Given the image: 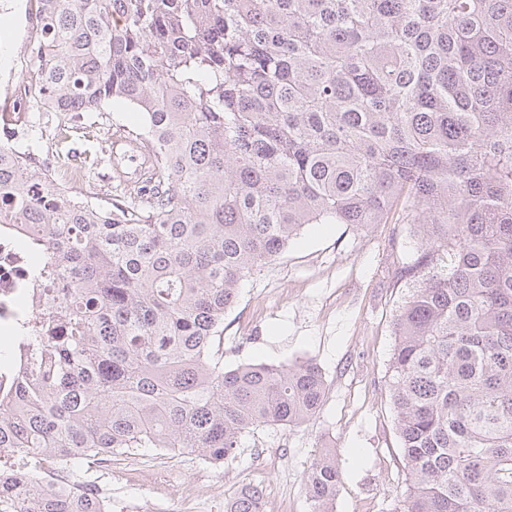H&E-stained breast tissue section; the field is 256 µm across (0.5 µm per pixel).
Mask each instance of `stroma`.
<instances>
[{"instance_id":"1","label":"stroma","mask_w":512,"mask_h":512,"mask_svg":"<svg viewBox=\"0 0 512 512\" xmlns=\"http://www.w3.org/2000/svg\"><path fill=\"white\" fill-rule=\"evenodd\" d=\"M0 91L27 77L30 46L38 41L31 0H0ZM61 127H39L26 114L15 147L36 156L62 155L80 170L92 203L114 197L140 158L127 153L120 172L109 160L112 134L133 125L122 104L101 112H69ZM399 209L386 223L312 224L286 251L244 279L224 315L215 343L225 369L244 363L311 359L322 368L327 393L318 415L291 429L263 427L248 435L236 459L214 464L180 450L138 448L116 455L110 469L83 460L78 477L94 473L111 512H157L188 483L208 485L206 512H225L244 484L263 488L270 512H309L305 472L320 448L337 453L343 474L335 512H390L405 489L385 375L394 343L393 318L403 290L397 275L414 247Z\"/></svg>"}]
</instances>
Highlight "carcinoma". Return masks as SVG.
I'll use <instances>...</instances> for the list:
<instances>
[{
	"label": "carcinoma",
	"mask_w": 512,
	"mask_h": 512,
	"mask_svg": "<svg viewBox=\"0 0 512 512\" xmlns=\"http://www.w3.org/2000/svg\"><path fill=\"white\" fill-rule=\"evenodd\" d=\"M36 2L26 111L119 100L147 168L92 205L0 140V225L31 235L52 288L0 397V448L72 472L135 448L229 463L251 431L309 421L321 367L224 370V313L307 225L380 224L404 197L393 512H512V0ZM341 483L322 449L310 512ZM264 505L249 487L226 512ZM0 512L102 510L0 466Z\"/></svg>",
	"instance_id": "obj_1"
}]
</instances>
